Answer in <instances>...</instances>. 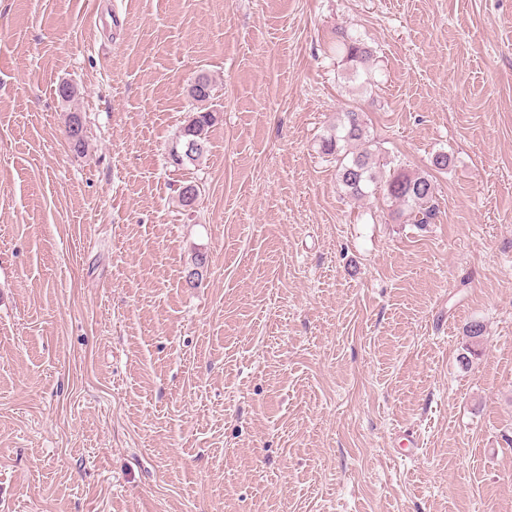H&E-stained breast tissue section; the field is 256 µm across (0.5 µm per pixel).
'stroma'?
I'll use <instances>...</instances> for the list:
<instances>
[{
    "label": "stroma",
    "mask_w": 512,
    "mask_h": 512,
    "mask_svg": "<svg viewBox=\"0 0 512 512\" xmlns=\"http://www.w3.org/2000/svg\"><path fill=\"white\" fill-rule=\"evenodd\" d=\"M353 106L435 223L340 189ZM0 512H512V0H0ZM339 52L342 53L345 64L348 65L349 75L359 78V66L365 65L370 59L371 52L360 40L348 38L339 46ZM198 76L203 79V82L195 87L192 86L193 82H191L188 93L190 98L198 105L197 111L189 116V120L180 130L175 145L172 146L169 153L172 163L177 166L193 164L203 157L207 149L208 131L215 122V114L206 107L213 96L212 79L207 74L202 73L197 75L194 81ZM188 141H197L203 145V148L194 153L193 157L187 159L183 157L182 152ZM198 147H200V144L189 142L185 149L187 152H192Z\"/></svg>",
    "instance_id": "stroma-1"
}]
</instances>
